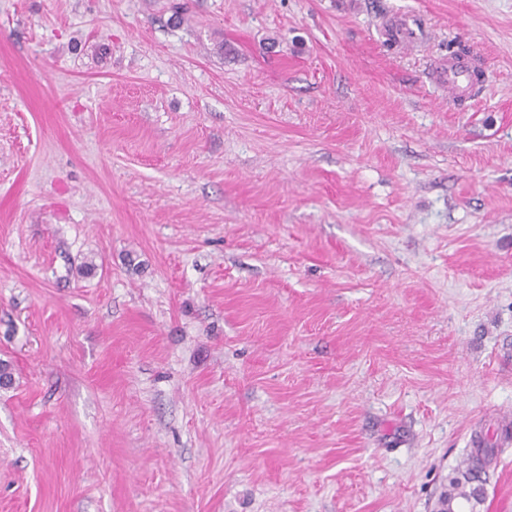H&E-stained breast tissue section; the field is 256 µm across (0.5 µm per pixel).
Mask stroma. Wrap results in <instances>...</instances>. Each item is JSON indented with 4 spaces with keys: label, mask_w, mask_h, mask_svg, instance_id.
Returning a JSON list of instances; mask_svg holds the SVG:
<instances>
[{
    "label": "stroma",
    "mask_w": 512,
    "mask_h": 512,
    "mask_svg": "<svg viewBox=\"0 0 512 512\" xmlns=\"http://www.w3.org/2000/svg\"><path fill=\"white\" fill-rule=\"evenodd\" d=\"M0 362V512H512V0H0ZM479 66L477 60L459 52L448 55V61L439 71L440 80L456 101L473 100L480 87L477 85ZM491 452V448H474V452H472L470 457L468 458L467 470L463 474V478L465 480L464 483H462V481L459 478H456L451 483L452 489L448 491L447 496L448 509H453L455 512L477 511H471L474 508L475 504L472 501L469 481L474 471L481 470L483 465L487 464Z\"/></svg>",
    "instance_id": "obj_1"
}]
</instances>
